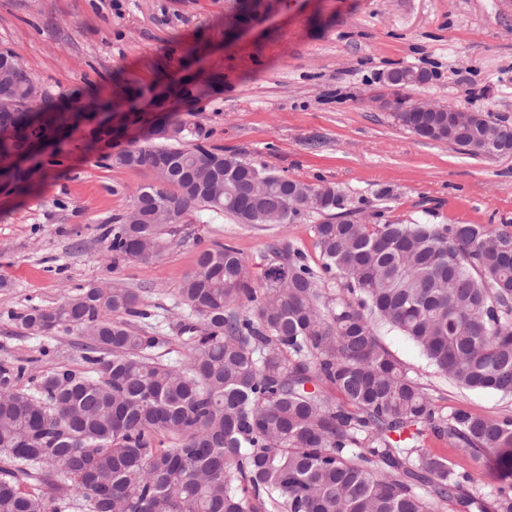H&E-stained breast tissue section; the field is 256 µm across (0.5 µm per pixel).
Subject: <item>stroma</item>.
<instances>
[{
  "mask_svg": "<svg viewBox=\"0 0 512 512\" xmlns=\"http://www.w3.org/2000/svg\"><path fill=\"white\" fill-rule=\"evenodd\" d=\"M5 50L59 110L33 175H0V363L26 366L21 388L54 364L86 368L78 330L40 337L15 321L28 305L120 283L163 316L160 353L182 362L187 313L172 297L203 248L231 242L258 275L284 237L320 270L315 214L263 228L204 215L162 257L112 265L105 233L152 179L115 157L169 113L210 147L336 185L370 224L512 225V158L418 137L391 108L428 100L512 124V0H0ZM405 67L429 81L383 82ZM379 334L443 414L512 415V399L457 387L399 331Z\"/></svg>",
  "mask_w": 512,
  "mask_h": 512,
  "instance_id": "35a3bbf8",
  "label": "stroma"
}]
</instances>
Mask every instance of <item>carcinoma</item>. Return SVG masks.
<instances>
[{
  "label": "carcinoma",
  "instance_id": "obj_1",
  "mask_svg": "<svg viewBox=\"0 0 512 512\" xmlns=\"http://www.w3.org/2000/svg\"><path fill=\"white\" fill-rule=\"evenodd\" d=\"M0 88L20 107L0 131V156L51 131L54 107L0 52ZM425 139L492 156L512 125L476 112H395ZM167 116L116 163L171 178L146 183L112 225V266L160 257L192 213L230 214L252 228L293 223L323 199L313 225L322 273L292 242L267 245L265 288L232 245L199 252L174 296L188 361L172 363L158 314L121 285L78 289L16 319L34 336L75 328L92 373L48 368L31 391L22 365L0 364V512H512V482L490 491L424 448L427 436L512 475V416L439 413L383 345L379 326L412 340L456 385L512 397V231L480 224L350 216L333 184L283 177L194 142Z\"/></svg>",
  "mask_w": 512,
  "mask_h": 512
}]
</instances>
